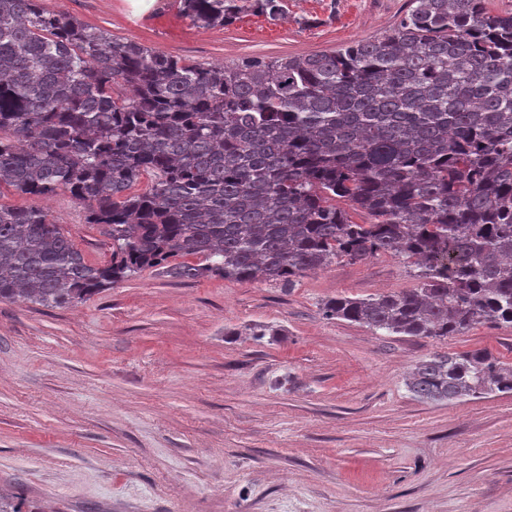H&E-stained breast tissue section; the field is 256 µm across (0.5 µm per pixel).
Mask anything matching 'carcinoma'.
I'll use <instances>...</instances> for the list:
<instances>
[{"mask_svg":"<svg viewBox=\"0 0 512 512\" xmlns=\"http://www.w3.org/2000/svg\"><path fill=\"white\" fill-rule=\"evenodd\" d=\"M41 2L0 0V186L69 193L108 227L112 259L92 265L49 212L0 203V302L71 305L185 256L203 264L175 266L182 278L291 286L392 254L417 287L332 298L326 318L412 337L512 326V12L408 0L391 32L338 51L202 67ZM182 11L228 27L276 20L287 0ZM144 175L149 190L129 194ZM409 387L512 393V366L435 355Z\"/></svg>","mask_w":512,"mask_h":512,"instance_id":"carcinoma-1","label":"carcinoma"}]
</instances>
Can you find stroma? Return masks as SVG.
Listing matches in <instances>:
<instances>
[{"mask_svg":"<svg viewBox=\"0 0 512 512\" xmlns=\"http://www.w3.org/2000/svg\"><path fill=\"white\" fill-rule=\"evenodd\" d=\"M120 39L202 66L333 52L390 32L407 0H288L270 20L199 28L180 0H43ZM44 207L91 263L112 240L69 193ZM380 254L292 287L172 267L65 308L0 302V505L21 512H512V394L419 399L435 355L512 363V327L448 338L323 314L346 295L413 287Z\"/></svg>","mask_w":512,"mask_h":512,"instance_id":"stroma-1","label":"stroma"}]
</instances>
